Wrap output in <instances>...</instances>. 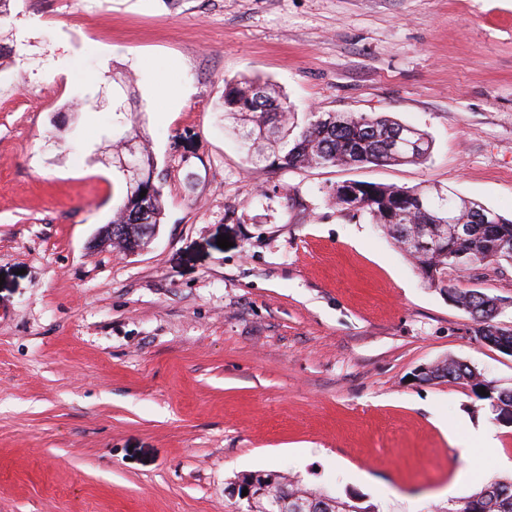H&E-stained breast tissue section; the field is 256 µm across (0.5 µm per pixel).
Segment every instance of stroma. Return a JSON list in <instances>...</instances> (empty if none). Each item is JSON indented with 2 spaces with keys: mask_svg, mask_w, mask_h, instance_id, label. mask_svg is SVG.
<instances>
[{
  "mask_svg": "<svg viewBox=\"0 0 512 512\" xmlns=\"http://www.w3.org/2000/svg\"><path fill=\"white\" fill-rule=\"evenodd\" d=\"M121 71L165 201L133 254L93 243L117 201ZM243 76L300 113L389 114L432 154L251 164L220 112ZM344 181L434 186L512 216V0H11L0 512H244L235 483L266 471L379 512H445L512 476V426L469 387L414 377L455 359L512 387V356L368 216L336 210ZM473 285L512 328V266ZM489 423L498 445L466 477L468 431Z\"/></svg>",
  "mask_w": 512,
  "mask_h": 512,
  "instance_id": "1",
  "label": "stroma"
}]
</instances>
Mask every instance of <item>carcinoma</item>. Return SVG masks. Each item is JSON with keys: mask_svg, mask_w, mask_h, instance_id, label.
<instances>
[{"mask_svg": "<svg viewBox=\"0 0 512 512\" xmlns=\"http://www.w3.org/2000/svg\"><path fill=\"white\" fill-rule=\"evenodd\" d=\"M127 100L112 99V123L127 124L134 111L133 81L120 78ZM224 118L235 123L236 134L253 164L293 168L304 166H387L420 164L432 150V139L418 128L380 113L307 112L304 122L276 86L259 78L225 82ZM112 168L120 180L121 199L112 211V224H130L131 233L116 246L135 251L147 244L139 226L161 224L163 187L157 160L149 144L126 131L112 140ZM358 205L343 193L344 185L332 188L329 197L339 212L368 215L391 235L413 260L423 281L443 295L457 297L459 307L476 325L475 335L494 345H512V329L499 326L501 299L467 286V272L483 266L512 264V219L498 213L485 223L478 219L483 208L453 193L433 195L430 188H401L360 183ZM145 196H140L141 191ZM466 230L452 231L448 205ZM422 238L425 245L413 241ZM459 272L457 284L448 285V270ZM448 379L463 384L481 401L489 402L495 419L512 412V387L505 388L484 373L456 360L428 369L424 382ZM487 394H479L480 388ZM324 512H377L373 505L333 499ZM447 512H512V479L490 477L481 488Z\"/></svg>", "mask_w": 512, "mask_h": 512, "instance_id": "obj_1", "label": "carcinoma"}]
</instances>
